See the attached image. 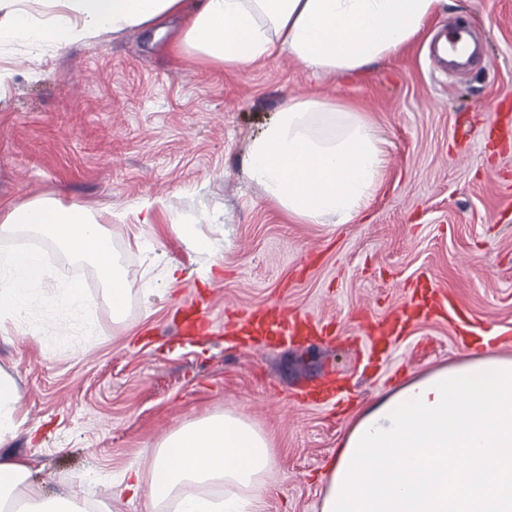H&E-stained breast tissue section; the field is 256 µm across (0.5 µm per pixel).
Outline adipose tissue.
<instances>
[{
    "label": "adipose tissue",
    "mask_w": 512,
    "mask_h": 512,
    "mask_svg": "<svg viewBox=\"0 0 512 512\" xmlns=\"http://www.w3.org/2000/svg\"><path fill=\"white\" fill-rule=\"evenodd\" d=\"M33 21L25 0H0V43L66 48L109 28H165L179 19L176 50L231 69L288 51L314 73L351 75L394 56L448 0H44ZM364 113L330 101L289 102L250 146L247 171L293 219L351 222L385 166ZM32 226L93 264L121 318L129 283L99 216L55 200L0 203V234ZM42 258L0 253V321L36 299ZM20 393L0 371V506L19 512H84L71 490L45 494L33 459L8 449L23 422ZM148 470H126L104 512H125L141 486L173 512H265L278 465L272 436L227 410L184 423L156 448ZM320 512H512V356L460 353L360 410L332 458Z\"/></svg>",
    "instance_id": "ef3b65f1"
}]
</instances>
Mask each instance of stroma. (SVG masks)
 Masks as SVG:
<instances>
[{
  "instance_id": "35a3bbf8",
  "label": "stroma",
  "mask_w": 512,
  "mask_h": 512,
  "mask_svg": "<svg viewBox=\"0 0 512 512\" xmlns=\"http://www.w3.org/2000/svg\"><path fill=\"white\" fill-rule=\"evenodd\" d=\"M461 23L479 55L435 68L437 40ZM0 71V201L111 214L115 256L139 272L118 325L90 263L27 228L0 235V252L23 236L45 261L41 300L0 325V370L25 420L10 447L36 455L45 491L103 505L164 437L231 409L273 435L267 512H316L332 454L378 393L457 357L472 326L499 329L495 347L512 355V0H448L406 49L354 76L312 75L285 52L228 70L152 26L65 49L5 45ZM308 98L357 107L384 142L378 186L347 224L288 219L246 172L251 142ZM62 277L82 282L89 313L65 311ZM427 286L447 311L413 321L364 369V324ZM205 292L216 333L183 344L175 310ZM278 301L331 322L334 343L227 347L236 313Z\"/></svg>"
}]
</instances>
